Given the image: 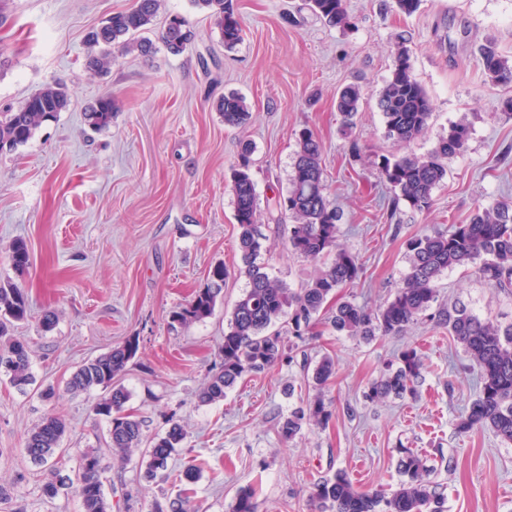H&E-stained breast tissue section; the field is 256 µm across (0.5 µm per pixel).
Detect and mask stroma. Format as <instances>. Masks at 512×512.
<instances>
[{"label": "stroma", "instance_id": "35a3bbf8", "mask_svg": "<svg viewBox=\"0 0 512 512\" xmlns=\"http://www.w3.org/2000/svg\"><path fill=\"white\" fill-rule=\"evenodd\" d=\"M133 3L0 0V112L18 109L51 83L71 94L68 111L0 154V282L29 296L30 315L15 333L31 348L32 376L20 389L0 370V483L13 491L0 512H82L74 488L42 497L44 468L24 452L29 431L49 414L67 423L61 456L70 477L84 453L100 452L112 512H150L154 501L178 495L173 479H144L139 458L113 460L102 442L107 421L92 410L102 389H66L78 365L130 336L140 348L121 379L131 394L127 407L150 435L163 432L168 417L180 421L187 437L169 467L200 466L194 492L201 512H230L237 489L253 483L257 512H309L314 483L339 469L362 490H389L400 481L402 448L426 451L446 512H512V444L488 431L459 432L478 370L447 330L430 322L371 340L319 323L303 348L312 359L326 352L336 359L326 394L332 417L291 443L281 442L277 427L308 394L299 362L245 376L222 402L197 400L245 287L230 188L241 143L252 146L264 208L287 195L298 137L313 131L329 198L343 212L339 241L362 266L356 283L336 295L378 307L408 271L409 237L468 223L478 206L512 201V84L489 82L479 54L492 42L512 60V0H421L409 16L385 9L384 0H347L353 24L344 29L304 10L302 0H234L242 39L231 50L192 0H162L144 32L152 56H122L108 74H96L88 32ZM176 14L196 31L179 55L160 39ZM401 44L433 110L427 133L406 145L386 138L377 104ZM349 84L360 86L363 104L347 138L335 98ZM229 92L250 106L246 127L225 126L216 110ZM107 93L117 110L110 126L96 131L85 113ZM461 120L470 126L467 147L449 158L430 211L392 209L382 157L426 154ZM354 143L359 153H352ZM18 239L30 253L22 273L10 260ZM262 257L295 290L317 268L289 253L285 233L273 228ZM218 264L228 276L213 315L173 323L172 311L209 283ZM457 298L480 317L512 321V290L490 288L463 268L440 283L441 302ZM48 311L56 314L49 331L41 323ZM409 346L424 363L417 398L368 400L371 384ZM49 386L56 396L47 401L40 392Z\"/></svg>", "mask_w": 512, "mask_h": 512}]
</instances>
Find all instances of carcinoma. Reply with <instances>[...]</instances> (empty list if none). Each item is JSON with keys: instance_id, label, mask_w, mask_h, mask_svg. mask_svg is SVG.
<instances>
[{"instance_id": "obj_1", "label": "carcinoma", "mask_w": 512, "mask_h": 512, "mask_svg": "<svg viewBox=\"0 0 512 512\" xmlns=\"http://www.w3.org/2000/svg\"><path fill=\"white\" fill-rule=\"evenodd\" d=\"M207 12L218 29L224 46L231 49L241 40V26L233 0H193ZM308 8L330 26H348L351 17L346 0H306ZM160 9V0H135L132 8L114 12L104 24L89 33V65L106 73L120 55L136 52L153 53V43L135 35L151 25ZM195 32L181 17L167 24L162 42L174 55L183 53L194 41ZM482 65L494 84L512 83V62L502 56L493 43L481 48ZM362 92L356 85L342 89L336 96V110L344 128L354 125ZM378 104L385 120V135L398 143H410L424 135L432 118L430 99L412 74L407 50L399 47L390 79L379 93ZM70 106V94L61 84H49L26 99L15 112L0 113V153L25 145L42 123L53 120ZM116 103L112 95L100 97L85 114L95 130L112 123ZM224 124L247 125L250 106L238 93H229L218 104ZM468 124L459 121L448 128V136L438 140L425 155L385 156L380 174L393 193L392 210L405 204L410 210L423 212L431 208L433 191L448 175V158L465 150ZM250 144L241 147L239 162L232 168L230 182L234 198V218L238 229V247L242 266L239 274L247 286L236 301L224 340L219 346V369L201 388L198 399L203 405L224 400L226 390L248 374L259 373L276 364L293 361L298 344H286L282 332L274 329L280 321L288 324V337L305 341L325 317L339 335L370 340L377 336H400L410 326L425 319L459 344L479 370L477 395L460 422L464 432L490 430L500 440L512 443V323L505 326L477 316L462 300L444 308L440 304V281L444 273L459 267H472L476 276L490 288H512V202L499 201L480 206L469 223L455 224L447 231L433 230L415 235L406 243L409 270L400 286L380 307L373 309L353 300L327 303L337 289L355 283L361 264L356 254L338 241L341 212L329 200L322 168V147L310 130L300 134L292 164L286 200L288 207L276 202L274 209L289 214L293 224L288 230V248L313 261L331 257L306 287L294 291L270 275L268 264L261 261L262 231L259 198L252 178ZM11 263L22 273L29 265L25 241L18 239L11 250ZM211 284L196 292L194 298L172 314V320L186 325L210 317L222 291L227 271L223 265L211 272ZM30 303L17 284L0 282V366L11 382L23 388L32 382L30 347L12 336L14 323L27 319ZM139 338L131 336L109 352L83 363L67 383L71 392L101 387L107 390L95 404L97 415L109 418L103 442L118 462L124 464L135 453L146 463L144 476L155 479L167 470L168 461L182 447L186 432L174 417L167 419L164 434L147 436L143 423L127 412L130 398L121 384L128 364L136 357ZM335 360L325 354L319 358L309 381L317 393L307 397L278 426L282 441L292 442L303 427H323L331 418L323 388L335 375ZM423 362L416 349L407 348L387 366L374 382L366 398L381 401L389 396L399 399L417 397L422 379ZM66 423L55 415L45 416L30 432L24 451L38 465H49L41 485L42 496L53 499L67 485L70 477H61V467L48 464L60 449ZM401 480L389 494L368 493L359 489L350 475L338 470L315 483L309 494L312 512H444L445 498L437 483L430 480V469L419 454L401 451L398 460ZM76 493L83 512H109L102 482L98 454L85 453L80 458ZM252 485L237 490L231 512H256ZM151 512H197L191 496L181 492L174 499L155 501Z\"/></svg>"}]
</instances>
